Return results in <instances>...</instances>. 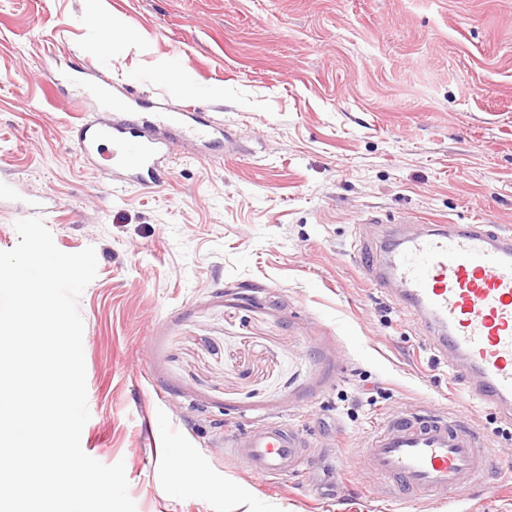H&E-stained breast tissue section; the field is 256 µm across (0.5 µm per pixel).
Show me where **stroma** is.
<instances>
[{
    "label": "stroma",
    "mask_w": 512,
    "mask_h": 512,
    "mask_svg": "<svg viewBox=\"0 0 512 512\" xmlns=\"http://www.w3.org/2000/svg\"><path fill=\"white\" fill-rule=\"evenodd\" d=\"M90 5L0 0V251L45 197L57 248L97 256L83 451L124 462L136 512H448L380 500L355 461L381 420L432 409L493 451L462 512H512V428L354 255L402 220L512 230V0H103L128 43L108 56ZM171 65L194 92L155 80ZM72 66L224 137L121 185L77 157L94 107L50 89ZM273 421L304 472L245 470Z\"/></svg>",
    "instance_id": "obj_1"
}]
</instances>
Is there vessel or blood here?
<instances>
[{
  "mask_svg": "<svg viewBox=\"0 0 512 512\" xmlns=\"http://www.w3.org/2000/svg\"><path fill=\"white\" fill-rule=\"evenodd\" d=\"M138 98L100 100L102 117L83 118L73 131L77 156L96 164L112 147V174L139 186L161 182L174 135L212 144L222 128L180 110L143 116ZM380 287L399 286L467 390L512 422V232L495 224H432L392 240L372 264ZM248 466L266 475L299 472L304 439L270 422L247 436ZM360 463L381 482L384 500L404 492L437 501L457 499L481 482L489 461L480 434L455 414L401 410L369 437Z\"/></svg>",
  "mask_w": 512,
  "mask_h": 512,
  "instance_id": "1",
  "label": "vessel or blood"
}]
</instances>
